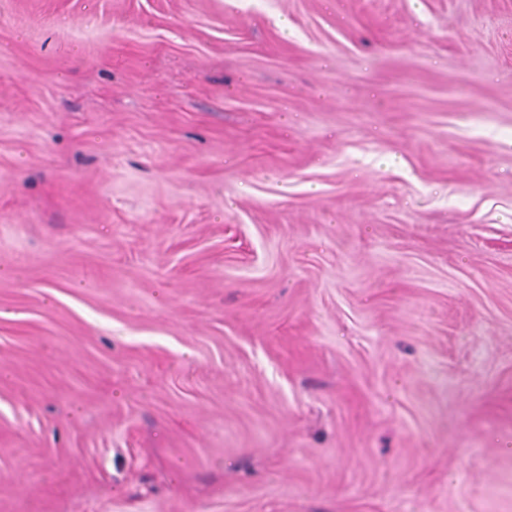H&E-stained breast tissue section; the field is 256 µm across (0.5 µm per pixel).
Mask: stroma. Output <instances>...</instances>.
<instances>
[{
    "instance_id": "obj_1",
    "label": "stroma",
    "mask_w": 512,
    "mask_h": 512,
    "mask_svg": "<svg viewBox=\"0 0 512 512\" xmlns=\"http://www.w3.org/2000/svg\"><path fill=\"white\" fill-rule=\"evenodd\" d=\"M0 512H512V0H0Z\"/></svg>"
}]
</instances>
